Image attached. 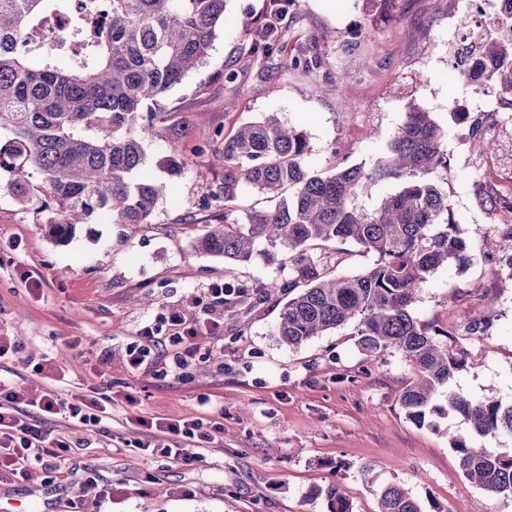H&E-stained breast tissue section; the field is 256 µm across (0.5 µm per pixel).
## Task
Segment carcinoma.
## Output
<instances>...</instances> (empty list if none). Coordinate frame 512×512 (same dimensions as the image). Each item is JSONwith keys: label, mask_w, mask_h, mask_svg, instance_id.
<instances>
[{"label": "carcinoma", "mask_w": 512, "mask_h": 512, "mask_svg": "<svg viewBox=\"0 0 512 512\" xmlns=\"http://www.w3.org/2000/svg\"><path fill=\"white\" fill-rule=\"evenodd\" d=\"M293 0H270L265 20L246 17L255 30L251 52H279ZM226 0H0V192L23 208H52L57 239L80 221L106 216L115 224H149L164 187L139 175L142 142L164 96L209 57L224 29ZM66 38L44 42L51 19ZM463 86L494 89L512 106V39L494 31L482 53L466 64ZM92 130L95 136L83 135ZM446 133L424 105L412 104L390 146L371 167L338 168L317 175L306 165L303 131L274 117L241 125L224 138V223L206 225L191 248L245 265L263 246L271 261L288 265V280L234 291L224 283V311L288 293L275 336L297 347L354 323L360 348L373 355L394 350L414 366L399 404L417 426L433 414L453 413L482 440L512 435V401L475 402L452 389L446 405L439 390L459 372L482 363V354L454 351L439 341L452 332L420 321L412 312L428 276L442 266L464 265L467 244L455 223L443 183L448 176ZM388 180L400 183L377 208L362 196ZM278 199L272 208L233 217L229 203L241 187ZM351 242L375 263L338 275L312 255ZM463 475L485 492L512 497V451L476 448L453 436ZM326 512H352L343 487L311 492ZM379 512H424L401 485L378 491Z\"/></svg>", "instance_id": "obj_1"}]
</instances>
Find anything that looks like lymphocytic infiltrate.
<instances>
[{"mask_svg":"<svg viewBox=\"0 0 512 512\" xmlns=\"http://www.w3.org/2000/svg\"><path fill=\"white\" fill-rule=\"evenodd\" d=\"M209 299L198 318L190 320L177 312L166 317L172 329L169 341L182 347L184 356H192L197 337H218L224 333L223 285H212ZM110 402V395L100 391L69 401L59 399L50 389L37 399L27 400L0 383V482L26 480L37 470L47 476L57 473V461L69 452L71 442L57 433L56 422L65 420L78 427L102 431ZM137 424L145 435L139 443L145 454L173 456L188 463L196 460L200 422H160L141 417Z\"/></svg>","mask_w":512,"mask_h":512,"instance_id":"obj_1","label":"lymphocytic infiltrate"}]
</instances>
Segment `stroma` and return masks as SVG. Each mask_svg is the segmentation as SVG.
Segmentation results:
<instances>
[{
    "label": "stroma",
    "instance_id": "stroma-1",
    "mask_svg": "<svg viewBox=\"0 0 512 512\" xmlns=\"http://www.w3.org/2000/svg\"><path fill=\"white\" fill-rule=\"evenodd\" d=\"M456 0H294L286 49L250 54L252 35L238 20L266 13L267 0H227L231 26L205 64L167 93L144 141V172L164 186L150 223L102 217L78 225L67 242L53 238L51 211L22 208L0 194V336L22 345L0 372L17 391L52 386L63 399L95 387L112 397L111 438L57 423L74 444L54 482L16 479L0 490V512H324L313 488L341 484L353 512H378L379 487L396 483L423 508L441 512H512V497L492 496L467 480L449 446L468 435L457 415L417 426L399 397L415 374L395 352L368 355L347 324L297 347L274 329L284 302L277 294L224 321L220 338L195 344L196 360L177 368L178 349L159 345L140 369L126 362L137 331L162 314L201 312L208 288L282 282L287 268L256 254L245 266L194 252L193 237L223 213L210 192L224 177V137L242 123L276 113L305 132L309 169L371 166L383 154L411 101L425 104L445 129L444 189L469 243L465 267L428 278L416 317L453 333L452 345L483 349L477 368L452 388L474 401L512 400V210H486L481 197L512 193L503 161L512 143V108L479 111L477 93H459L447 78L448 22ZM306 49L317 68L291 67ZM470 106L458 123L448 102ZM494 121L493 152H481L477 128ZM185 165L170 171L168 158ZM40 273L43 293H28L22 271ZM485 316L484 335L468 322ZM53 357L65 372L50 384L28 362ZM199 419L212 439L199 459L147 458L133 442L136 417ZM112 484L111 501L101 490ZM41 490L31 503L32 490Z\"/></svg>",
    "mask_w": 512,
    "mask_h": 512
}]
</instances>
